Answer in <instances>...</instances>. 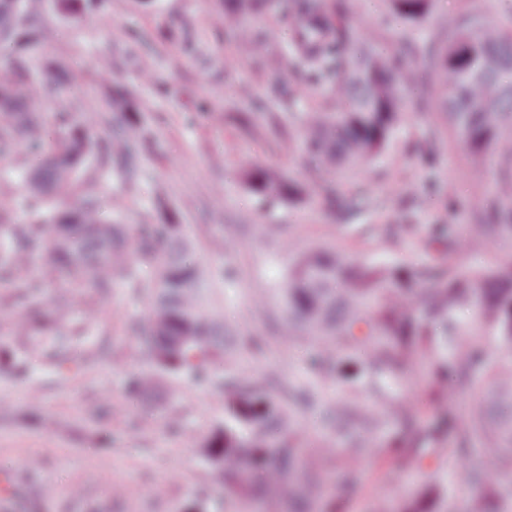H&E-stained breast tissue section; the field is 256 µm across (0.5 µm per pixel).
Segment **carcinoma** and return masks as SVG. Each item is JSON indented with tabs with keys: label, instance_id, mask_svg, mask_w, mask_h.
<instances>
[{
	"label": "carcinoma",
	"instance_id": "cac0c4a2",
	"mask_svg": "<svg viewBox=\"0 0 512 512\" xmlns=\"http://www.w3.org/2000/svg\"><path fill=\"white\" fill-rule=\"evenodd\" d=\"M0 0V158L25 143L32 165L25 180L31 208L48 218L14 224L0 213V275L29 265L42 248L50 261L41 281L24 283L27 310L8 327L36 346L38 337L61 333L71 307L41 311L44 282L73 280L85 299L103 298L116 280L137 281L125 241L127 228L102 213L101 184L138 175L144 150L136 105L125 88L109 89L102 111L62 112L59 131L45 138L31 111L29 54L43 40L31 15L39 0ZM358 0H224V31L238 36L239 56L264 45L259 26L288 23L289 55L280 56L271 93L300 75L318 101L298 123L283 112H226L244 130L261 119L288 129V149L303 150L328 208L344 214L347 192L333 181L345 168L378 156L402 123L404 95L424 98L434 87L442 105L448 147L457 148L473 185L488 182L467 233L430 224L423 240L426 261L362 263L322 242L297 253L288 265L284 308L277 319L281 340L315 344L311 370L347 395L323 409L336 433L355 426L391 433L369 444L379 468L412 470L419 485L398 512H458L443 477L448 461H465L453 475L462 489L477 487L470 512H512V260L485 259L512 241V14L489 21L478 10L458 14L428 38L415 31L434 14L435 0H386L403 28L400 50L381 33L353 24ZM73 19L84 0H56ZM73 77L53 62L42 84L58 92ZM107 127L100 136L94 127ZM245 188L267 203L303 204L309 196L296 179L261 165L240 172ZM165 222L144 224L140 263L155 267L148 289L149 313L139 324L150 370L137 375L136 390L155 393L162 375H182L224 393V424L203 445L219 474L228 512L254 504H288V512H349L348 488L360 481L358 448L303 446L295 427L298 409L312 408L320 393L271 375L218 379L233 356L224 323L209 308L213 289L190 254L192 243L176 214L160 202ZM417 234L413 224H368L364 242L393 245ZM502 353L491 355V347ZM406 384L408 406L394 393ZM465 399L461 405L456 398Z\"/></svg>",
	"mask_w": 512,
	"mask_h": 512
}]
</instances>
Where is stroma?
<instances>
[{
	"instance_id": "obj_1",
	"label": "stroma",
	"mask_w": 512,
	"mask_h": 512,
	"mask_svg": "<svg viewBox=\"0 0 512 512\" xmlns=\"http://www.w3.org/2000/svg\"><path fill=\"white\" fill-rule=\"evenodd\" d=\"M222 9L221 0H99L74 22L49 2L38 25L49 59L83 69L84 86L74 96L83 111H96L113 86L135 94L146 136L142 174L130 186L112 182L100 190L105 216L130 228L128 250H139L140 225L160 222L156 190L165 187L179 222L198 232L197 259L236 270L233 281H213L216 307L245 343L231 373L261 379L277 372L304 382L311 378L306 350L268 334V311L252 300L283 281L289 258L279 248V226L288 225L302 246L333 239L354 259L393 263L419 255L421 236L391 248L362 243V227L460 225L478 205L479 191L460 153L442 149L426 158L433 122L410 98L387 148L357 174L369 194L365 203L343 217L320 201L264 206L239 179L246 166L293 176L314 193L319 187L303 153L283 151L279 134L265 127L248 133L225 121L250 96L267 94L271 76L267 57H239L217 21ZM27 170L24 147L0 159V210L18 224L30 218L22 188ZM411 183L424 191L422 201L408 202ZM230 224L249 230L231 240ZM91 305L98 325L75 314L66 342L47 335L32 351L19 338H0V475L16 488L0 499V512H178L195 499L203 512H224L219 479L203 452L224 420L222 397L182 377L162 379L155 396L131 395L128 382L141 367L132 326L144 317L146 301L121 282ZM101 327L112 336V366L86 360ZM62 357L70 364L60 375ZM411 481L402 472L384 476L369 468L352 497L353 512L370 498L393 510Z\"/></svg>"
}]
</instances>
